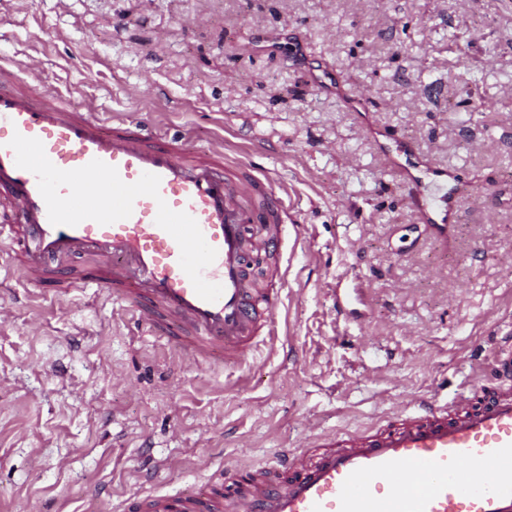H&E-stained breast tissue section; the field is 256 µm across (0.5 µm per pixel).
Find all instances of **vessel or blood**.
<instances>
[{"label":"vessel or blood","instance_id":"obj_1","mask_svg":"<svg viewBox=\"0 0 512 512\" xmlns=\"http://www.w3.org/2000/svg\"><path fill=\"white\" fill-rule=\"evenodd\" d=\"M0 67V244L35 288H93L164 339L173 367L237 364L276 332L279 293L254 287L287 212L269 180L189 138L105 122ZM494 384L363 431L317 437L314 453L224 470L200 488L137 494L121 512H512V342Z\"/></svg>","mask_w":512,"mask_h":512}]
</instances>
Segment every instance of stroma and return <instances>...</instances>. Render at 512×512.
Segmentation results:
<instances>
[{"instance_id": "stroma-1", "label": "stroma", "mask_w": 512, "mask_h": 512, "mask_svg": "<svg viewBox=\"0 0 512 512\" xmlns=\"http://www.w3.org/2000/svg\"><path fill=\"white\" fill-rule=\"evenodd\" d=\"M1 58L103 118L191 128L289 219L249 269L279 336L237 366L171 369L93 289L0 270V512H118L204 459L268 463L452 400L512 337V0H0ZM424 200L455 223H423Z\"/></svg>"}]
</instances>
